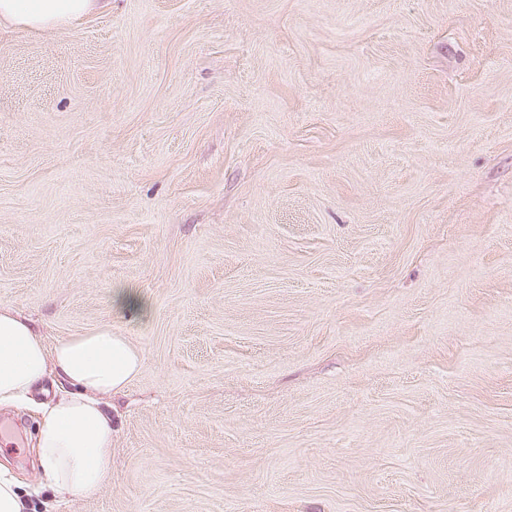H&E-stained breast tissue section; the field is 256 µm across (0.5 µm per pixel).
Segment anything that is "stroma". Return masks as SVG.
Instances as JSON below:
<instances>
[{
	"label": "stroma",
	"instance_id": "stroma-1",
	"mask_svg": "<svg viewBox=\"0 0 512 512\" xmlns=\"http://www.w3.org/2000/svg\"><path fill=\"white\" fill-rule=\"evenodd\" d=\"M0 308L144 359L35 512H512V0L0 27Z\"/></svg>",
	"mask_w": 512,
	"mask_h": 512
}]
</instances>
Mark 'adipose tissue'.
Masks as SVG:
<instances>
[{
	"label": "adipose tissue",
	"instance_id": "obj_1",
	"mask_svg": "<svg viewBox=\"0 0 512 512\" xmlns=\"http://www.w3.org/2000/svg\"><path fill=\"white\" fill-rule=\"evenodd\" d=\"M108 0H0V24L59 29ZM143 365L123 336L100 331L47 346L27 319L0 309V406L33 403L35 455L55 496H95L112 472V419L102 397L125 390Z\"/></svg>",
	"mask_w": 512,
	"mask_h": 512
}]
</instances>
